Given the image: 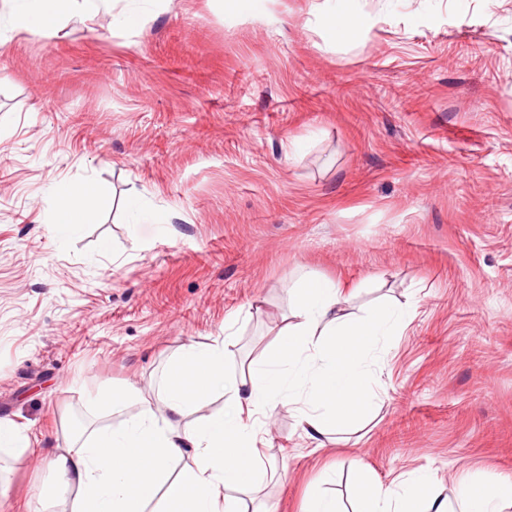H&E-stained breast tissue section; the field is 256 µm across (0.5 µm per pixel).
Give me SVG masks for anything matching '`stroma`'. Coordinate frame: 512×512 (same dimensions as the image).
I'll return each instance as SVG.
<instances>
[{"mask_svg": "<svg viewBox=\"0 0 512 512\" xmlns=\"http://www.w3.org/2000/svg\"><path fill=\"white\" fill-rule=\"evenodd\" d=\"M325 8L112 0L53 35L0 14V419L32 448L0 463V512H27L54 449L137 411L96 392L151 393L191 341L268 349L304 270L363 283L353 312L411 317L342 440L312 451L284 406L264 421L278 469L252 512H302L329 466L347 508L361 466L512 474V0H357L369 25L336 45ZM87 184L93 223L55 235L56 187ZM131 196L163 223H132Z\"/></svg>", "mask_w": 512, "mask_h": 512, "instance_id": "stroma-1", "label": "stroma"}]
</instances>
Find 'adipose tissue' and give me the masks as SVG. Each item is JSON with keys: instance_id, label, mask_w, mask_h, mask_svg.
Returning <instances> with one entry per match:
<instances>
[{"instance_id": "1", "label": "adipose tissue", "mask_w": 512, "mask_h": 512, "mask_svg": "<svg viewBox=\"0 0 512 512\" xmlns=\"http://www.w3.org/2000/svg\"><path fill=\"white\" fill-rule=\"evenodd\" d=\"M322 36L351 40L367 25L356 0H327ZM95 0H0L14 31L56 33ZM93 191L58 193L55 231L67 236L89 221ZM340 281L303 273L288 291L289 311L274 347L236 371L227 342L182 346L152 396L137 386L101 395L115 408L135 401L138 414L70 439L49 461L54 480L38 493L41 512H248L244 494L262 475L260 420L281 406L295 409L299 435L322 449L329 437L370 419L380 394L373 378L387 342L409 310L378 302L364 314L349 308ZM222 411L205 413L214 395ZM190 464H182L184 454ZM430 471L384 484L358 471L353 512H512V476L465 477L451 495L433 489Z\"/></svg>"}]
</instances>
